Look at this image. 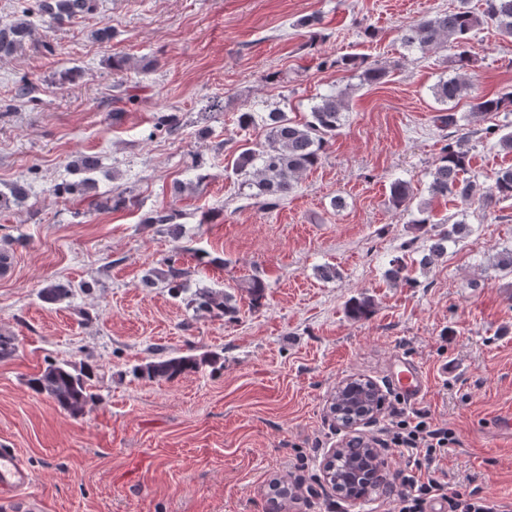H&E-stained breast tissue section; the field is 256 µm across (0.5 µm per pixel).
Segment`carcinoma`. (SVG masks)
I'll use <instances>...</instances> for the list:
<instances>
[{
	"mask_svg": "<svg viewBox=\"0 0 512 512\" xmlns=\"http://www.w3.org/2000/svg\"><path fill=\"white\" fill-rule=\"evenodd\" d=\"M18 8L22 17L8 23H0V57L9 56L21 50L31 34L29 17L33 14L45 22H59L76 19L92 13L96 0H19ZM493 27L502 39L512 42V0H483L478 12L469 7L468 0H459L453 10L429 12L402 29L401 43L407 48L422 52L436 50L450 43L466 44L472 34L485 27ZM390 71L383 65L373 64L362 70L359 80L363 85L382 84L388 81ZM472 83L464 76L439 80L433 87L437 101L447 105L446 112L437 116L440 125L458 127V118L451 104L471 94ZM475 112L481 115L512 112V92L506 91L492 97H475ZM310 119L295 122L281 109H273L261 117L265 130L264 141L256 149L242 150L232 161V171L240 177L241 186L249 189L250 196L258 200L265 209H272L288 198L298 187L302 173L317 166L326 150L346 119L345 94L322 95L310 107ZM498 134L496 145L512 151V124L485 129V136ZM468 151L460 142L443 147L439 163L430 172L429 192L433 198L451 197L465 205L478 203L488 206L494 202L512 199V168L497 172L490 182L479 181L468 175ZM31 191L30 178L23 176L11 183L6 190H0V211L23 202ZM415 195L410 182L397 180L390 188L389 202L395 208L407 211L416 209L413 224L423 227L431 223L428 203L414 204ZM180 214L161 208L145 214L144 224H164L175 238L181 236L182 225L177 222ZM440 223L448 229L439 234L423 255L420 264L429 265L444 254L448 243H455L465 236L468 225L463 220L446 217ZM185 271L177 267V259L164 260L163 268L154 269L147 275L145 283L163 282L171 291H182L181 279ZM387 275L395 282H408L407 265L401 258L390 260ZM253 308L260 306L266 288L265 282L257 276L250 278L246 285ZM72 294V288L60 283H47L41 296L49 302L64 300ZM192 303L196 310L213 317L234 318L239 312L236 300L223 290L203 289L195 294ZM208 365L217 370L222 366L218 353L202 356H175L149 361L132 369L137 378L175 380L185 374L196 372ZM90 374L75 373L66 364H50L38 376L28 380L29 387L45 393L59 406L73 414H80L96 399L89 384Z\"/></svg>",
	"mask_w": 512,
	"mask_h": 512,
	"instance_id": "1",
	"label": "carcinoma"
}]
</instances>
